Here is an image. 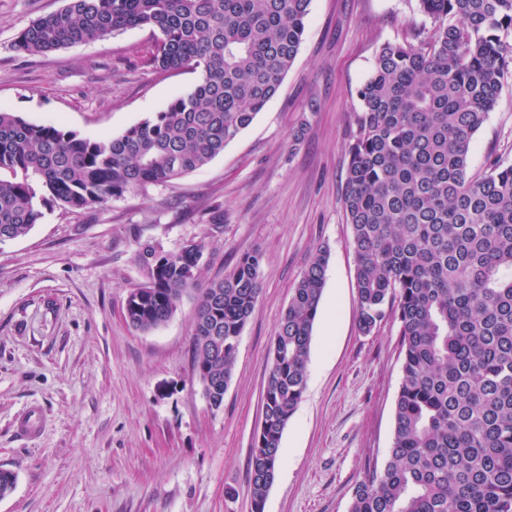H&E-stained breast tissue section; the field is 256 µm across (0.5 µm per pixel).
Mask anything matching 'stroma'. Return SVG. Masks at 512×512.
Returning <instances> with one entry per match:
<instances>
[{
  "label": "stroma",
  "instance_id": "obj_1",
  "mask_svg": "<svg viewBox=\"0 0 512 512\" xmlns=\"http://www.w3.org/2000/svg\"><path fill=\"white\" fill-rule=\"evenodd\" d=\"M65 0H0V109L97 140L124 133L191 90L196 73L150 60L133 28L47 55L15 45ZM418 0H311L299 53L277 95L206 166L107 205L47 208L0 241V512H251L247 479L272 341L294 284L327 249L307 390L281 442L264 512H349L355 484L382 469L401 377L399 326L356 320L355 259L343 202L358 89L385 42L418 43ZM512 164V76L474 135L470 172ZM222 223H212L214 214ZM202 244L203 280L259 253L262 290L220 410L192 362L196 299L164 326L126 323L143 243ZM37 410L30 436L17 424Z\"/></svg>",
  "mask_w": 512,
  "mask_h": 512
}]
</instances>
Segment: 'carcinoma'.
<instances>
[{"instance_id":"carcinoma-1","label":"carcinoma","mask_w":512,"mask_h":512,"mask_svg":"<svg viewBox=\"0 0 512 512\" xmlns=\"http://www.w3.org/2000/svg\"><path fill=\"white\" fill-rule=\"evenodd\" d=\"M311 0H65L21 30L39 55L129 28L159 32L152 63L199 72L193 89L115 138L91 140L0 110V241L26 235L47 206L73 211L170 183L207 165L278 93ZM418 44L386 42L358 90L344 205L358 327L399 325L393 437L349 512H512V165L469 172L471 144L512 66V0H419ZM203 245L146 243L125 320L149 332L196 294L194 373L224 404L242 331L262 288L261 257L200 281ZM327 255L293 287L272 343L263 420L249 455L252 512L282 463L281 440L307 387Z\"/></svg>"}]
</instances>
